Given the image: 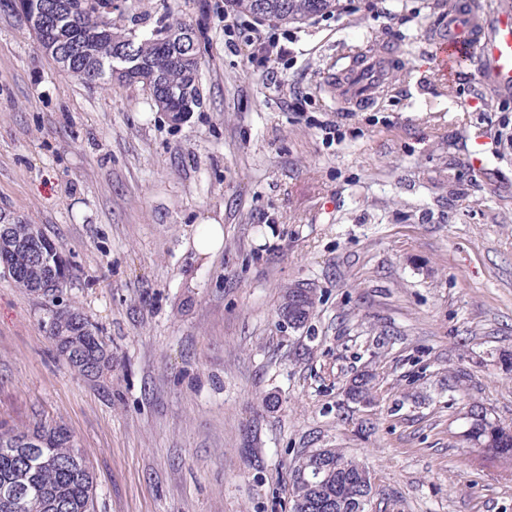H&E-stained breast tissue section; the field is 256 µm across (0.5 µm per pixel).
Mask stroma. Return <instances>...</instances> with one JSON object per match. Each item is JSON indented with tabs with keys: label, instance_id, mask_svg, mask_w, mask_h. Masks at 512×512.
Here are the masks:
<instances>
[{
	"label": "stroma",
	"instance_id": "obj_1",
	"mask_svg": "<svg viewBox=\"0 0 512 512\" xmlns=\"http://www.w3.org/2000/svg\"><path fill=\"white\" fill-rule=\"evenodd\" d=\"M225 8L123 6L126 26L172 12L200 35L202 102L175 124L142 85L63 72L0 6V209L55 243L64 303L112 350L111 369L78 375L48 302L0 274V421L66 426L96 512H288L309 448L363 460L373 512H512V463L460 439L474 401L512 428V96L476 63L452 81L435 68L448 0L265 22L293 47L270 75L249 60L253 17L228 35ZM351 52L399 60L362 107L337 93ZM207 218L224 248L202 259ZM298 282L316 307L297 329L277 312ZM367 367L379 401L362 408L343 390ZM193 246L201 257L221 251L224 248L223 225L213 220L199 224L193 237Z\"/></svg>",
	"mask_w": 512,
	"mask_h": 512
}]
</instances>
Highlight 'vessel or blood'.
Listing matches in <instances>:
<instances>
[{"mask_svg":"<svg viewBox=\"0 0 512 512\" xmlns=\"http://www.w3.org/2000/svg\"><path fill=\"white\" fill-rule=\"evenodd\" d=\"M433 44L445 75H454L461 63L475 58L481 80L512 93V12L488 14L480 0H456ZM389 75L385 57L358 56L338 79L339 96L354 105L368 103L387 90Z\"/></svg>","mask_w":512,"mask_h":512,"instance_id":"1","label":"vessel or blood"}]
</instances>
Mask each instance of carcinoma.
Here are the masks:
<instances>
[{
  "mask_svg": "<svg viewBox=\"0 0 512 512\" xmlns=\"http://www.w3.org/2000/svg\"><path fill=\"white\" fill-rule=\"evenodd\" d=\"M58 12V25L51 42H40L52 59L65 56V71L89 84H109L112 81L132 84L134 80L112 71L116 51L136 59L148 70L157 71L158 84L165 95L164 105L154 101L157 110L166 112L183 105L184 92L191 90L201 105L198 79L197 50L183 52L167 40L171 32H191V25L179 18L157 28L139 33L110 23L108 34L84 44H76L80 29L96 25L99 16L88 10L73 13L67 10L69 0H45ZM268 7L269 19L278 23H297L310 15L327 14L334 0H236L235 7L250 15L257 5ZM78 49H73V45ZM49 238L35 224L17 216L0 239V254L9 267L8 274L20 287L37 293L54 303L60 298L67 281L52 291L43 286L53 280L54 262L39 261L40 252L52 258L46 242ZM46 330L60 356L78 373L86 376L101 360L112 364V350L101 336L99 327L72 306L49 310ZM350 390L358 396L373 399L376 376L369 370L355 374ZM468 433L471 439L488 445L487 453L495 458L512 461V429L493 419L485 407L471 405ZM331 466L328 481L319 489L303 490L290 487V497L303 498L299 512H321L316 503L333 501L334 512H353L357 496L373 489L367 482V467L347 456L342 449L329 451ZM94 479L90 467L77 448L75 439L65 428L39 419L25 428L0 422V512H94Z\"/></svg>",
  "mask_w": 512,
  "mask_h": 512,
  "instance_id": "cac0c4a2",
  "label": "carcinoma"
}]
</instances>
